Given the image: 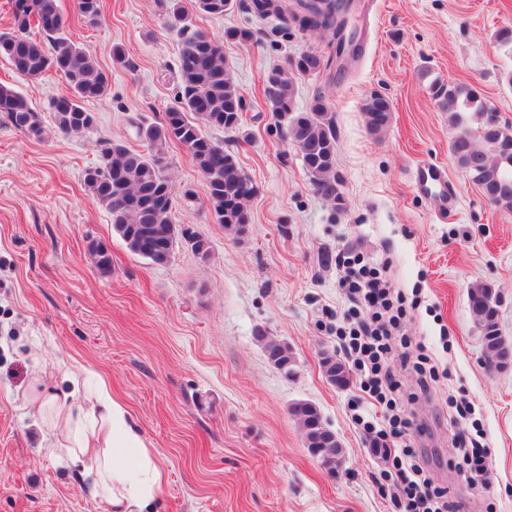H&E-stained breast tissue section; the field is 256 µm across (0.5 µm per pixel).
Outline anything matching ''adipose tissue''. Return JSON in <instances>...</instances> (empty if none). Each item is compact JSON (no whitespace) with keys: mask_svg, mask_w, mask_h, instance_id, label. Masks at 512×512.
Wrapping results in <instances>:
<instances>
[{"mask_svg":"<svg viewBox=\"0 0 512 512\" xmlns=\"http://www.w3.org/2000/svg\"><path fill=\"white\" fill-rule=\"evenodd\" d=\"M70 382L83 390L82 401L69 403L49 390L33 393L31 403L50 412V423L63 433L65 454L90 495L105 504L106 512H156L161 469L126 407L105 381L90 393L78 377Z\"/></svg>","mask_w":512,"mask_h":512,"instance_id":"1","label":"adipose tissue"}]
</instances>
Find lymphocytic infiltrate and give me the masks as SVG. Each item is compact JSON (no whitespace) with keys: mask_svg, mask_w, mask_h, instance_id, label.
Masks as SVG:
<instances>
[{"mask_svg":"<svg viewBox=\"0 0 512 512\" xmlns=\"http://www.w3.org/2000/svg\"><path fill=\"white\" fill-rule=\"evenodd\" d=\"M342 267L340 284L350 301L344 347L360 375L363 402L380 415L379 420L366 424L368 432L379 435L375 452L390 461L399 475L407 512H459V503L449 500L445 488L426 475L411 448H393L386 441L390 435L425 434V426L415 423L407 407L430 394L437 379L429 355L422 350L410 352V341L401 332L407 314L405 300L393 295L384 278L385 265L368 264L347 254ZM401 371L414 375V391H401L396 378Z\"/></svg>","mask_w":512,"mask_h":512,"instance_id":"lymphocytic-infiltrate-1","label":"lymphocytic infiltrate"}]
</instances>
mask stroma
<instances>
[{"label": "stroma", "instance_id": "1", "mask_svg": "<svg viewBox=\"0 0 512 512\" xmlns=\"http://www.w3.org/2000/svg\"><path fill=\"white\" fill-rule=\"evenodd\" d=\"M180 3L194 29L223 39L226 27L255 30L253 43L225 41L224 57L246 99L239 130H210L234 153L257 189L244 235L225 231L210 210L202 174L178 143L162 164L174 186L175 224L209 243L201 256L176 245L168 263L131 253L107 210L86 189V168L103 139L137 145L132 121L161 122L175 105ZM366 55L346 79L335 70L296 81L303 110L324 93L334 117L341 208L317 194L292 141L276 133L264 77L303 51H324L323 34L273 36L244 4L214 17L195 0H102L96 23L77 0H58L65 32L108 80L105 97L84 101L92 128L59 133L51 101L68 89L48 72L29 79L0 59V84L42 115L36 139L0 118V512H106L74 467L61 463V440L28 402L35 375L57 388L65 372L100 373L163 471L158 512H399L400 479L372 451L359 425L358 382L327 380L322 359H344L338 336L349 306L336 264L349 251L392 259L391 279L418 290L403 330L424 343L439 371L436 394L412 407L426 425L420 450L464 512H512V366L489 369L468 290L487 283L499 296V328L512 342V214L491 206L456 164L448 115L435 83L476 88L503 124L512 125V48L497 32L512 27V0H376ZM122 47L116 63L113 47ZM388 98L390 124L369 131L372 93ZM443 165L458 197L439 215L419 195L421 162ZM108 247L112 271L100 274L90 240ZM283 341L297 360L284 377L267 359L262 336ZM474 413L448 430V396ZM316 403L340 438L345 460L331 473L312 456L289 414L293 401ZM485 446V473L457 482L461 439Z\"/></svg>", "mask_w": 512, "mask_h": 512}]
</instances>
